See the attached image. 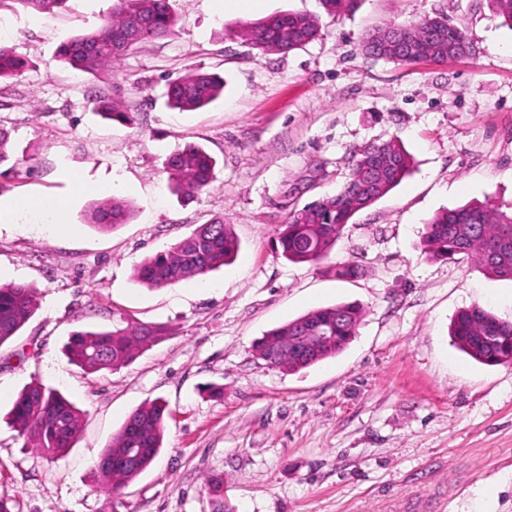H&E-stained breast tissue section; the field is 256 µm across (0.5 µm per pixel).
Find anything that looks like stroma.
Instances as JSON below:
<instances>
[{
    "label": "stroma",
    "instance_id": "obj_1",
    "mask_svg": "<svg viewBox=\"0 0 512 512\" xmlns=\"http://www.w3.org/2000/svg\"><path fill=\"white\" fill-rule=\"evenodd\" d=\"M170 0L174 36L141 45L114 72L68 68L67 37L100 27L113 0H68L50 17L0 8V44L28 62L0 82V127L12 156L0 164V284L37 286L40 308L0 346V497L16 512H512V365H485L449 336L455 315L478 306L512 321V280L470 260L426 258L424 223L436 212L490 201L512 212V29L489 0H361L323 17L299 50L263 54L245 26L279 12L321 15L319 0ZM443 14L469 55L397 65L365 55L376 28ZM224 77L207 108L168 109L169 80L191 71ZM105 97L133 125L94 110ZM399 137L415 168L347 225L318 266L288 262L277 232L291 210L336 193L354 150ZM195 143L216 160L209 190L169 188L166 157ZM23 195L52 197L18 215ZM134 209L102 230L99 200ZM223 218L240 250L228 266L150 289L136 267L198 225ZM339 263L357 265L340 280ZM363 309L339 354L286 372L252 350L266 332L335 304ZM168 324L172 334L126 367L96 374L64 346L119 315ZM40 379L86 410L73 448L54 461L9 427L20 390ZM220 385L215 398L208 388ZM164 401L154 463L118 500L93 474L127 415ZM224 479L209 493L210 477Z\"/></svg>",
    "mask_w": 512,
    "mask_h": 512
}]
</instances>
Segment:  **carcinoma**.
Returning a JSON list of instances; mask_svg holds the SVG:
<instances>
[{
  "instance_id": "cac0c4a2",
  "label": "carcinoma",
  "mask_w": 512,
  "mask_h": 512,
  "mask_svg": "<svg viewBox=\"0 0 512 512\" xmlns=\"http://www.w3.org/2000/svg\"><path fill=\"white\" fill-rule=\"evenodd\" d=\"M26 11L52 15L66 0H9ZM327 16L338 19L353 11L358 0H321ZM143 22L130 31L129 20ZM176 17L169 0H114L104 24L72 37L58 47L61 60L84 73H104L114 68L134 48L173 34ZM429 20L391 25L384 33L402 38L415 35L424 41ZM254 49L289 53L321 34L319 18L299 12L278 14L244 28ZM26 61L7 45H0V80L21 75ZM224 78L194 71L169 81L166 105L182 112L201 110L224 95ZM379 170L363 192L359 179L365 168V147L354 150L349 173L336 194L292 210L278 233L282 256L290 262L318 265L332 252L356 213L386 195L411 172L413 159L396 136L376 144ZM215 160L199 145L188 144L166 160L169 186L180 196L198 197L214 178ZM133 210L112 199L98 203L92 222L101 228L126 224ZM239 244L231 225L217 218L201 224L189 235L147 258L135 270V279L148 288H164L189 278H199L231 264ZM424 254L431 259H470L491 275L512 280V215L489 202H474L435 214L425 224ZM40 309V293L29 283L0 285V346L10 342ZM362 318L356 305L318 308L285 323L255 342L256 356L272 367L290 372L313 365L341 350L355 336ZM308 327H319L329 339L296 360L280 351V344ZM169 335L160 324L141 323L127 316L112 328L74 333L66 345L71 361L87 374L117 371L137 353ZM451 340L460 350L488 365L512 364V322L482 308L461 311L453 321ZM167 406L152 402L132 411L104 449L95 471L106 495L117 497L125 486L145 471L162 445ZM85 412L59 390L40 381L24 387L9 414L10 426L44 456L54 459L79 437Z\"/></svg>"
}]
</instances>
